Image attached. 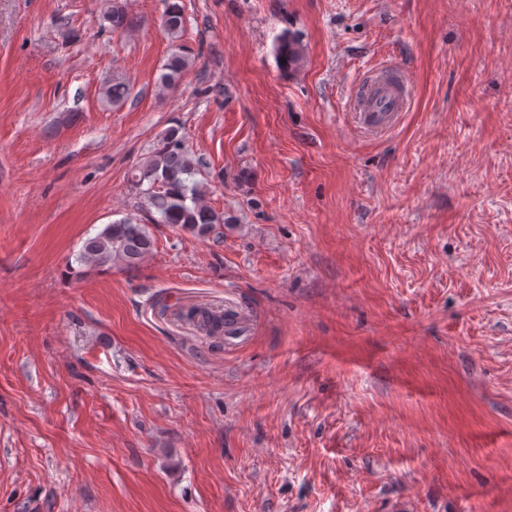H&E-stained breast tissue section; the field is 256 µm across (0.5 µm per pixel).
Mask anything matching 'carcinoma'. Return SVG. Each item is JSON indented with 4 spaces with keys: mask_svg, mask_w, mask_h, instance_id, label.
Here are the masks:
<instances>
[{
    "mask_svg": "<svg viewBox=\"0 0 512 512\" xmlns=\"http://www.w3.org/2000/svg\"><path fill=\"white\" fill-rule=\"evenodd\" d=\"M106 18L112 30L123 32L129 19L124 9L116 4ZM162 26L171 41L176 42L186 31L184 9L176 0H168L162 16ZM277 59L284 60L280 68L298 69L304 60V48L299 34L288 32L280 37ZM191 58L178 45L170 53L158 80L163 92L176 88ZM130 81L119 75L103 88V97L112 105L122 104L130 94ZM181 136L178 131H167L157 146L132 171L130 187L143 199L153 224H171L198 236H205L217 225L224 223V213L216 211L206 201L207 185L195 179L199 172L198 160L189 144L175 145ZM155 241L148 225L130 218L114 221L93 237L85 240L76 261L90 268H109L115 263L133 267L146 259L154 250ZM187 319L195 322L209 336L224 334L229 324L228 314L207 309H191Z\"/></svg>",
    "mask_w": 512,
    "mask_h": 512,
    "instance_id": "carcinoma-1",
    "label": "carcinoma"
}]
</instances>
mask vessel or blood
I'll return each instance as SVG.
<instances>
[{"instance_id": "b4317fda", "label": "vessel or blood", "mask_w": 512, "mask_h": 512, "mask_svg": "<svg viewBox=\"0 0 512 512\" xmlns=\"http://www.w3.org/2000/svg\"><path fill=\"white\" fill-rule=\"evenodd\" d=\"M410 103V81L402 70L383 65L369 70L359 80L350 101L357 131L380 139L394 132Z\"/></svg>"}]
</instances>
